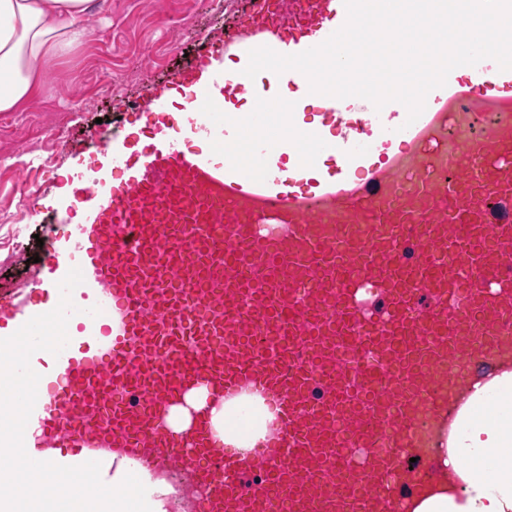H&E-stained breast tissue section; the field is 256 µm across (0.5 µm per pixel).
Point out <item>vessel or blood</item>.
<instances>
[{
  "label": "vessel or blood",
  "instance_id": "obj_1",
  "mask_svg": "<svg viewBox=\"0 0 512 512\" xmlns=\"http://www.w3.org/2000/svg\"><path fill=\"white\" fill-rule=\"evenodd\" d=\"M343 0H288L210 45L171 83L196 107L151 112L158 135L100 139L121 183L83 178V219L48 239L33 288L0 305V367L33 331L49 373L19 376L32 448L177 457L206 512H406L414 465L475 381L512 371V55L495 76H449L414 123L398 103L350 113V135L276 112L244 75L251 49L292 55L346 21ZM235 69L212 91L215 64ZM248 97V113L224 105ZM280 134H251L254 113ZM481 117L488 127L448 140ZM204 133L224 161L188 150ZM333 157L326 165L325 157ZM255 387L282 415L251 456L215 451L203 413L165 429L198 386Z\"/></svg>",
  "mask_w": 512,
  "mask_h": 512
}]
</instances>
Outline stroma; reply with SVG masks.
<instances>
[{
  "mask_svg": "<svg viewBox=\"0 0 512 512\" xmlns=\"http://www.w3.org/2000/svg\"><path fill=\"white\" fill-rule=\"evenodd\" d=\"M253 0H108L81 43L54 59L31 99L0 112V298L41 270L42 240L62 232L81 175L106 166L92 132L118 130L129 143L148 136L136 105L150 97L186 104L192 91L168 89L210 43L245 24Z\"/></svg>",
  "mask_w": 512,
  "mask_h": 512,
  "instance_id": "obj_1",
  "label": "stroma"
}]
</instances>
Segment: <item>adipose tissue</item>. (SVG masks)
I'll use <instances>...</instances> for the list:
<instances>
[{
	"mask_svg": "<svg viewBox=\"0 0 512 512\" xmlns=\"http://www.w3.org/2000/svg\"><path fill=\"white\" fill-rule=\"evenodd\" d=\"M106 7L107 0H0V112L27 102L46 63L80 42L87 19ZM471 402L454 435L439 432L431 451L436 478L414 495L409 512H512V373L478 389ZM205 405L217 442L243 451L265 440L275 421L260 395L211 403L201 388L171 407L168 429L184 432L190 409ZM71 459L59 448L0 455V475L12 481L0 512H24L29 497L69 478ZM83 480L85 491L56 497L54 512H174L173 487L135 458L95 460Z\"/></svg>",
	"mask_w": 512,
	"mask_h": 512,
	"instance_id": "adipose-tissue-1",
	"label": "adipose tissue"
}]
</instances>
